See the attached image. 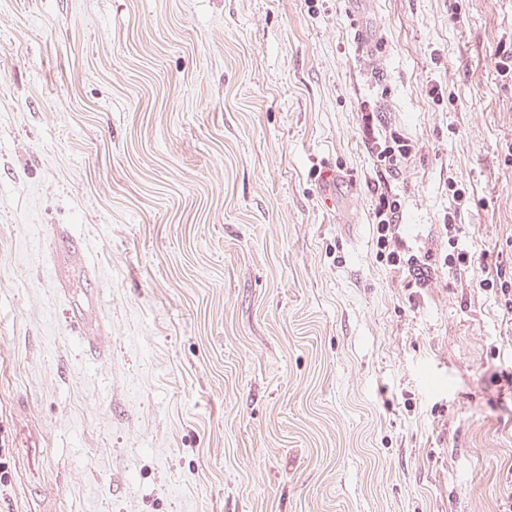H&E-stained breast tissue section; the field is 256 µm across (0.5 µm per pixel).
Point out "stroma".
Masks as SVG:
<instances>
[{
  "label": "stroma",
  "instance_id": "obj_1",
  "mask_svg": "<svg viewBox=\"0 0 512 512\" xmlns=\"http://www.w3.org/2000/svg\"><path fill=\"white\" fill-rule=\"evenodd\" d=\"M362 21L375 83L345 0H0V512L512 506V0ZM367 102L416 144L422 288L376 256ZM458 217V209L453 212H448V224H443L446 233L448 234V253L443 259V264L447 265L449 269L461 270L462 267H467L472 260V256L464 249L458 248L457 233L459 232V225L456 223Z\"/></svg>",
  "mask_w": 512,
  "mask_h": 512
}]
</instances>
